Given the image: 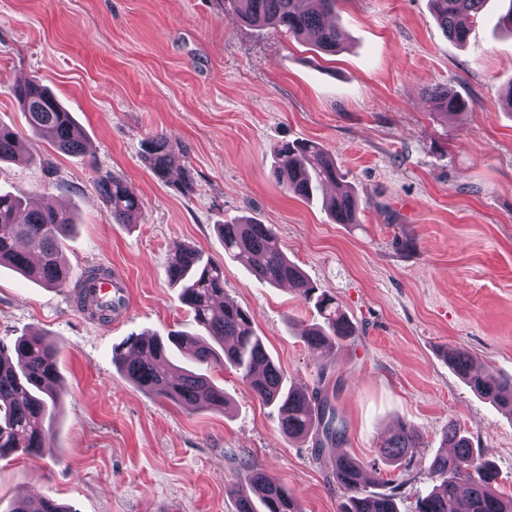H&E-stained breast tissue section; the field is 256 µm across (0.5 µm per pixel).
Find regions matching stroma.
<instances>
[{"mask_svg":"<svg viewBox=\"0 0 512 512\" xmlns=\"http://www.w3.org/2000/svg\"><path fill=\"white\" fill-rule=\"evenodd\" d=\"M487 0L466 43L449 40L429 0H340L333 55L288 33L244 23L224 0H0V122L22 144L0 163V190L70 208L63 242L71 279L119 273L126 304L90 317L73 288H49L0 267V340L57 341L59 412L46 448L0 458V512L26 487L68 512H236L258 468L302 512H341L348 497L313 440H290L233 369L212 381L228 411L183 410L131 384L112 349L133 334L195 331L167 277L174 249L223 262L226 299L250 311L286 385L327 391L344 427L336 452L359 459L367 492L397 487L399 512L431 489L428 467L456 423L512 496V413L479 397L450 367L512 378V33ZM41 78L85 134L68 154L33 138L11 87ZM465 99L440 114L434 87ZM167 132L185 150L194 193L159 180L143 140ZM313 141L352 187L355 223L285 190L273 172L282 140ZM121 175L143 202L140 223L116 224L94 181ZM272 225L281 248L357 329L314 354L301 332L317 318L293 288L259 282L225 259L215 227ZM420 437L389 463L383 438L399 424Z\"/></svg>","mask_w":512,"mask_h":512,"instance_id":"stroma-1","label":"stroma"}]
</instances>
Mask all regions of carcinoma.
<instances>
[{"label":"carcinoma","instance_id":"cac0c4a2","mask_svg":"<svg viewBox=\"0 0 512 512\" xmlns=\"http://www.w3.org/2000/svg\"><path fill=\"white\" fill-rule=\"evenodd\" d=\"M339 0H225V4L253 25L284 29L301 36L325 52L340 46L341 33L328 17ZM485 0H430L436 21L449 39L462 43L469 33L468 19ZM436 106L448 115L466 108V102L446 89L433 90ZM32 133L66 153L83 148L82 130L36 77L11 88ZM19 135L0 124V161L19 156ZM149 165L159 179L177 167L179 155L163 132L144 142ZM277 177L287 190L306 201L319 197L324 187L342 181L336 162L315 142L283 141L274 148ZM96 188L114 224H136L143 203L116 175L102 176ZM322 206L337 224L355 221L357 200L350 189L322 198ZM74 224L62 208H32L9 192H0V265H8L49 288L69 285V269L61 252L62 240ZM224 254L251 269L270 285L288 283L304 301L314 303L320 322L306 331L308 346L319 352L354 336V326L336 306L335 299L318 288L283 253L276 231L267 224L243 219L218 224ZM169 280L180 288L179 299L206 333L171 332L165 337L131 335L112 350V361L141 390L165 397L187 411L224 410V389L194 369L169 374L170 358L179 355L198 367L233 368L252 395L277 408L282 433L293 439L314 437L318 451L339 441L343 428L330 399L319 389L285 388L283 375L263 340L255 331L249 311L224 299V263L206 258L190 246L177 248L167 266ZM82 310L101 321L109 320L107 307L95 302L86 284L77 296ZM56 343L43 336H24L12 348L0 344V457L16 452L32 454L46 446L52 422L59 411L56 384L59 380ZM452 368L481 397L512 412V383L472 367L468 351L448 352ZM442 450L434 455L429 472L434 485L420 498L417 512H512V497L497 490L500 472L472 448L470 439L455 425H448ZM417 447V435L405 424L382 441L383 455L397 461ZM336 482L349 492L342 512H397L395 492H362L363 466L349 455L331 461ZM249 482L257 499L237 495V512H301L288 490L268 473L254 469ZM12 512H68L56 500L44 497L37 507L17 504Z\"/></svg>","mask_w":512,"mask_h":512}]
</instances>
